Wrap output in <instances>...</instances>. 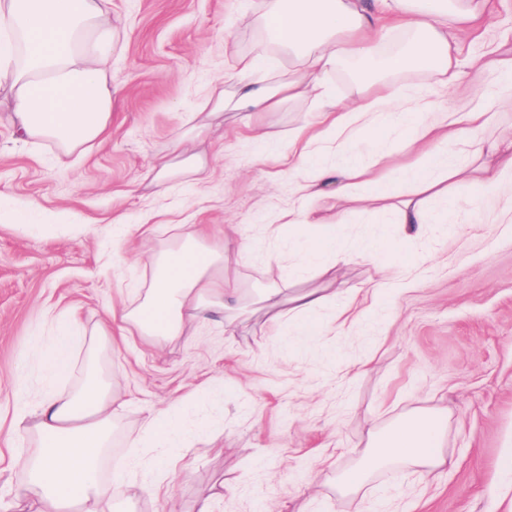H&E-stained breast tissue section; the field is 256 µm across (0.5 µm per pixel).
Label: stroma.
Segmentation results:
<instances>
[{"mask_svg":"<svg viewBox=\"0 0 512 512\" xmlns=\"http://www.w3.org/2000/svg\"><path fill=\"white\" fill-rule=\"evenodd\" d=\"M123 49L112 56L117 93L112 137L89 152L59 160L53 146L18 140L0 119V512H12L22 459L34 449L15 431L18 413L42 392H70L84 380L89 349H75L71 373L46 383L31 369L34 348H49L70 312L86 324L112 303L147 288V257L174 238L178 224L206 225L208 242L224 248V272L248 288L273 279L289 294L324 290L344 300L369 282L396 275L388 260L336 262L333 274L280 270L269 264L281 244L266 226L271 207L304 213L295 186L301 173L285 162L288 135L313 123L310 97L256 117L227 112L195 139L200 100L211 84L232 92L239 54L272 48L258 23L261 0H109ZM483 37H462L460 78L432 88L414 70L389 75L393 89L431 101L439 112L485 113L462 155L466 175L448 179V196L421 194L402 182L415 151L392 130L345 142L327 157L357 159L394 190L385 209L318 202L336 221L339 248L381 235L406 251L412 277L353 328H336L332 309L319 312L321 335H278L273 315L247 305L232 330L204 320L184 335L103 350L98 365L122 407L114 419L105 471L144 479L141 457L166 474L159 495L127 502L113 483L116 512H504L512 502V172L495 193L478 188L495 162L493 144L512 140V87L473 59L512 56V0H494ZM267 132L269 144L254 140ZM204 153L202 185L173 181L156 194L154 158L173 152L177 135ZM422 206L436 221L405 237L399 214ZM450 217L453 232L439 220ZM153 224L144 235L141 225ZM250 247L237 262L238 244ZM365 371H355V363ZM191 400L183 421L194 431L189 469L164 453L131 447L143 418ZM414 410L445 419L443 449L453 468L430 474L403 466L370 468L359 494L340 475L365 461L370 430L387 429ZM231 493L215 496L218 484Z\"/></svg>","mask_w":512,"mask_h":512,"instance_id":"obj_1","label":"stroma"}]
</instances>
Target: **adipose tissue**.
Listing matches in <instances>:
<instances>
[{
  "label": "adipose tissue",
  "mask_w": 512,
  "mask_h": 512,
  "mask_svg": "<svg viewBox=\"0 0 512 512\" xmlns=\"http://www.w3.org/2000/svg\"><path fill=\"white\" fill-rule=\"evenodd\" d=\"M108 0H0V99L7 100L21 140L54 143L68 156L86 151L112 135V52L116 33L104 23ZM491 9V0H262L261 23L273 43L297 54L304 68L299 78L260 79L268 70L266 54L243 55L235 66L244 81L233 93L213 88L206 97L212 112L257 115L272 112L289 99L306 95L320 100L314 130H295L289 140L291 165L302 172L300 193L319 199L331 186L336 199L386 200L389 186L369 170L351 163L336 169L310 160L314 143H341L369 137L387 124H398L408 144L420 146L416 162L404 172L411 186L429 190L442 171L459 175L463 167L454 149L464 131L482 127L481 112H431L427 103L409 100L380 86L365 101L339 108L329 103L322 77L341 57L363 64L359 77L373 83L377 72L413 69L432 85L450 89L459 78L455 34L470 30ZM410 34L403 49L381 53V40ZM26 53L17 57V35ZM268 231L272 238L297 243L300 260L317 266L325 253L341 260L378 257L385 249L375 240L357 250L337 251L331 221L324 216L297 219L279 211ZM225 252L210 248L197 225H181L174 246L149 257L152 276L136 306L121 305L96 322L91 343L111 345L113 329L123 336L172 338L194 321L213 316L232 324L244 291L224 273ZM253 294L277 320L287 321L293 336H315L323 326L313 313L329 303L327 295L306 291L287 296L272 283L257 281ZM32 363L44 380L70 373L74 366L71 335L57 336L50 350H34ZM112 388L101 376L86 378L74 392L39 400L33 429L36 453L25 468L27 479L16 491V512H113L110 486L100 475L99 460L112 435ZM192 441L170 412L147 415L136 448H184ZM438 416L415 412L385 432H371L372 460L403 461L434 471L448 466L442 450Z\"/></svg>",
  "instance_id": "ef3b65f1"
}]
</instances>
